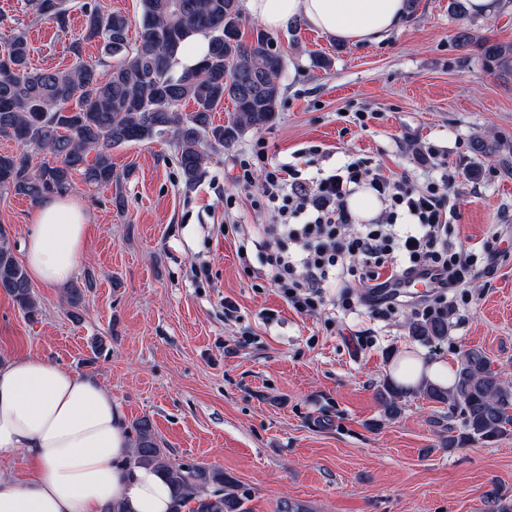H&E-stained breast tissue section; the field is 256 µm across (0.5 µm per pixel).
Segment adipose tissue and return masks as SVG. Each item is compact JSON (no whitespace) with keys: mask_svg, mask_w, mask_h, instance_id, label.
<instances>
[{"mask_svg":"<svg viewBox=\"0 0 512 512\" xmlns=\"http://www.w3.org/2000/svg\"><path fill=\"white\" fill-rule=\"evenodd\" d=\"M248 12L276 31L302 20L323 34L376 45L399 30L406 0H246ZM90 216L77 197L50 196L33 211L24 247L31 279L65 285L85 251ZM396 375L406 387L451 386L448 363L404 359ZM130 440L111 393L96 379L45 358L0 361V461L23 455L25 478L0 475V512H168L171 488L149 467L125 461Z\"/></svg>","mask_w":512,"mask_h":512,"instance_id":"1","label":"adipose tissue"}]
</instances>
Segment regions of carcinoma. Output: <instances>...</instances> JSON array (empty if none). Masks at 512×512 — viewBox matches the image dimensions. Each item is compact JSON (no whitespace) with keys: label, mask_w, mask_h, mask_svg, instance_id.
<instances>
[{"label":"carcinoma","mask_w":512,"mask_h":512,"mask_svg":"<svg viewBox=\"0 0 512 512\" xmlns=\"http://www.w3.org/2000/svg\"><path fill=\"white\" fill-rule=\"evenodd\" d=\"M137 41L129 39V18L106 12L97 0H27L34 20L64 28L70 13L84 16L82 38L73 42L74 63L64 69L34 70L29 66L28 31L13 27L0 49V137L44 154L30 170L23 156L0 153V192L36 203L71 191L73 176L85 184L111 188L119 182L111 150L126 143H149L168 134L178 146L177 164L186 187L204 175V146H229L248 129L273 125L282 102L284 59L270 51L272 38L258 29L244 40L241 0H141ZM201 35L208 53L194 68L179 67L188 38ZM457 39L478 43L489 60L504 71L512 68V45L492 43L463 29ZM102 46L97 59L82 57L81 43ZM229 101L232 116L224 125L212 114ZM192 103L193 110L183 106ZM85 279L65 292L67 305L80 309ZM0 291L10 296L29 320L39 305L28 274L11 246L0 238ZM412 337L429 346L448 334V316L441 314L411 323ZM424 398L448 407V419L461 416L464 430L448 445L489 442L512 432V383L491 367L485 352H463L454 383L442 388L425 383ZM386 415L401 410L406 390L386 381L377 392ZM128 467H151L172 488L170 512H249L247 489L217 466H185L162 448L153 424L143 416L132 420Z\"/></svg>","instance_id":"obj_1"}]
</instances>
